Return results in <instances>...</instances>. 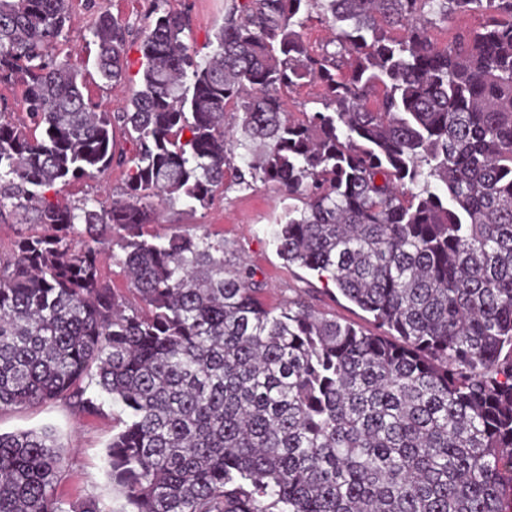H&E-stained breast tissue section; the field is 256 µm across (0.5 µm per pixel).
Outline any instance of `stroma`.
<instances>
[{
    "instance_id": "1",
    "label": "stroma",
    "mask_w": 512,
    "mask_h": 512,
    "mask_svg": "<svg viewBox=\"0 0 512 512\" xmlns=\"http://www.w3.org/2000/svg\"><path fill=\"white\" fill-rule=\"evenodd\" d=\"M172 7L188 13L190 24L185 42L195 50H204L224 18V0H170ZM154 0H74L71 22L59 45L60 59L74 68L92 63L96 53L91 28L100 8H107L134 28H142L153 10ZM129 79L124 88L104 87L98 76H89L86 87L91 99L109 112L123 111L129 94L138 89L141 74L139 40H131L126 48ZM126 170L115 165L100 178L55 186L47 194L49 200L80 204L88 199L106 202L120 197ZM288 205L287 198L271 185L248 189L239 186L233 171H226L224 192L205 208L188 210L183 206L159 209L156 223L144 229L146 238L164 237L177 231L208 232L222 237L238 255L257 271L265 284L264 301L271 306L300 296L314 309L335 315L367 331L375 325L369 313L349 302L330 282L320 280L312 272L288 264L278 253L268 227L276 223ZM118 407L104 405L102 414L79 413L67 402L56 401L32 408H19L0 414V432L53 428L62 446L67 465L58 486L65 512H77L87 499L99 500L103 507L113 502L112 483L102 468V457L113 434Z\"/></svg>"
}]
</instances>
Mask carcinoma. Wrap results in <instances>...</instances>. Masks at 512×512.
<instances>
[{"label": "carcinoma", "instance_id": "carcinoma-1", "mask_svg": "<svg viewBox=\"0 0 512 512\" xmlns=\"http://www.w3.org/2000/svg\"><path fill=\"white\" fill-rule=\"evenodd\" d=\"M313 5L332 51L303 37ZM72 8L0 0V84L27 117L0 113V216L46 227L0 256V412L112 401L121 512H512V0H230L203 56L155 9L113 113L56 54ZM458 15L482 22L439 45ZM132 35L93 23L114 86ZM310 82L326 111L296 116L281 92ZM237 150L239 184L302 202L271 225L280 256L378 332L267 305L222 237H144L157 204L224 192ZM115 159L121 198L47 199ZM64 467L53 430L0 433V512H63Z\"/></svg>", "mask_w": 512, "mask_h": 512}]
</instances>
